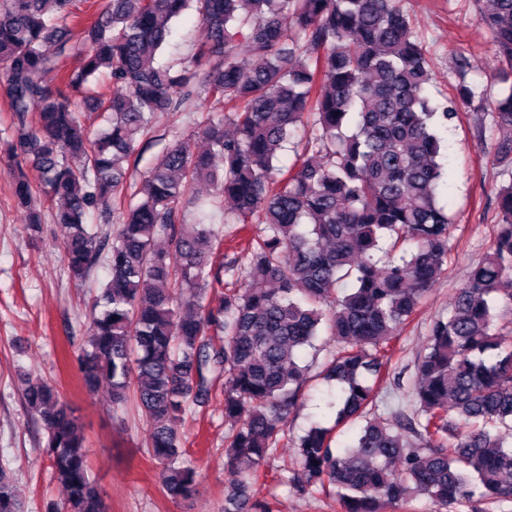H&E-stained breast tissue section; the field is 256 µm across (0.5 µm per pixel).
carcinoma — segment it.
Returning <instances> with one entry per match:
<instances>
[{"label":"carcinoma","instance_id":"obj_1","mask_svg":"<svg viewBox=\"0 0 512 512\" xmlns=\"http://www.w3.org/2000/svg\"><path fill=\"white\" fill-rule=\"evenodd\" d=\"M472 3L501 88L476 91L461 59L457 99L440 102L399 0H0V86L14 114L0 160L23 228L36 239L57 205L62 262L82 281L103 250L92 216L117 215L77 378L89 393L107 378L112 404L137 403L172 502L196 492L179 423L218 389L238 425L225 438L224 512H274V491L251 495L267 483L321 494L335 512H416L422 497L433 512L512 503L500 433L512 427V181L497 191L489 251L428 326L407 394L379 407L384 389L402 388L394 340L447 272L457 231L440 201L436 127L459 120V99L512 131V0ZM188 11L199 36L177 69L157 55ZM199 97L192 133L126 184L156 114ZM219 216L247 233L227 261ZM323 333L336 337L319 372L334 424L293 437L302 355ZM24 397L66 491L46 512H106L58 387L28 381ZM282 448L294 449L286 480L265 469ZM0 512H24L1 464Z\"/></svg>","mask_w":512,"mask_h":512}]
</instances>
